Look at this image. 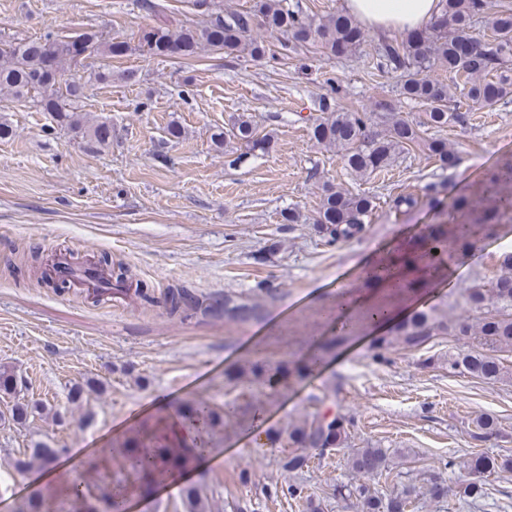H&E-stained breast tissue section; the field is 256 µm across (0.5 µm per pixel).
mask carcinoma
Here are the masks:
<instances>
[{
    "mask_svg": "<svg viewBox=\"0 0 512 512\" xmlns=\"http://www.w3.org/2000/svg\"><path fill=\"white\" fill-rule=\"evenodd\" d=\"M437 19L422 30L407 32L399 38L382 40L373 57V67L401 75L398 96L425 107L426 119L413 123L398 116L391 101L375 103L369 112L350 110L331 104L339 87L321 97L318 110L323 112L312 125L313 137L343 151L346 169L361 177L382 172L392 166L397 156L424 141L423 128L444 129L463 120L456 109L461 96L480 107H494L512 101V0H500L497 9L488 12L487 0H439ZM264 28L280 36L281 49L288 52L299 43L318 45L326 55L346 58L364 44V34L351 15H310L299 3L290 0H255L251 9L217 14L208 21L183 25L179 28L156 27L146 32L141 50L151 56H170L189 60L205 52L222 51L238 59L248 56L263 59L267 53L264 41L253 37L254 29ZM130 50L125 41H114L103 33L90 30L76 37L46 36L37 40L0 42V93L20 101L32 93L41 95L44 108L54 114L58 125L86 138L91 147L112 143V126L106 122L88 123L73 102L84 95L85 83L67 76L68 69L80 59H99L102 64L91 72L99 83L112 82L108 59ZM446 68L455 82L448 85L432 79L428 72ZM230 136L245 143L249 150L264 152L270 139L259 136L252 123L239 117L230 129ZM428 158L446 170L455 165L456 153L448 141L432 139L427 144ZM512 184V162L488 174L479 194L484 205L475 204L472 196L457 193L448 196V185L429 182L417 192L399 194L394 199L398 209L413 210L427 202L438 208L452 201L453 208L464 217L453 234L448 225L430 224L426 231L393 250L390 262L407 270L395 287L405 293L427 289L433 279L448 273V245L454 246V257L471 251L483 232H491L512 211V196L503 189ZM374 209L373 200L341 187L324 185L317 207L315 231L330 245L351 239L364 230L366 219ZM500 274L487 283L469 289L467 306L478 314V321L461 316L439 320L431 310H418L396 324L385 336L376 337L370 347L377 363L392 361L399 349L421 350L438 336L450 342L462 341L465 348L448 352V371L466 373L472 377L496 381L509 371L505 365L512 354V251L501 255ZM169 311L187 312L199 307L197 296L186 288H171L166 294ZM211 313L239 323L262 318L263 309L253 303L229 295L205 306ZM348 341L341 330L320 342L308 357L290 356L280 360L275 369L262 356L249 362L252 376L275 390L282 384L299 381L321 363L336 355ZM18 380L8 367L0 368V397L16 393ZM237 406L226 402L222 406L206 402L183 401L173 411L153 417L143 429L122 441L120 454L130 478L125 485L128 493H151L168 476L192 467L201 453V442L209 432L224 426ZM471 437L484 441L501 434L497 419L480 415L473 419ZM355 420L330 406L317 409L302 424L288 429V444L293 452L281 459L282 468L294 471L306 466L311 449L324 456L346 448ZM58 449L46 444L36 445L32 452L15 461L16 469L25 473L50 465ZM351 477L333 484L336 496L356 499L362 512H415L414 504L424 493L438 501L448 500V479L443 473L432 475L424 492L405 486L397 488L399 474L389 468L386 448H359L348 462ZM473 478L463 484L460 496L480 498L486 494L483 475L496 470H512V458L502 461L478 453L469 463ZM381 477L396 486L391 493L378 497L371 494L363 478ZM113 493L101 491L96 503L85 480H70L59 484L48 494L33 490L22 512H53L61 503L68 512H123L124 500L117 486ZM284 496L294 501L306 500L307 510L315 512L311 499L304 496V487L286 483L275 487L271 496Z\"/></svg>",
    "mask_w": 512,
    "mask_h": 512,
    "instance_id": "cac0c4a2",
    "label": "carcinoma"
}]
</instances>
